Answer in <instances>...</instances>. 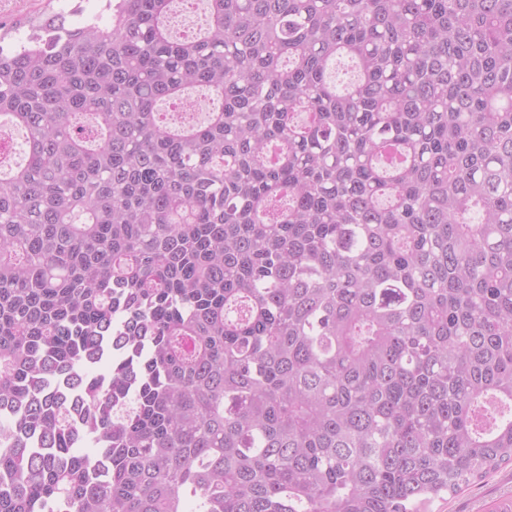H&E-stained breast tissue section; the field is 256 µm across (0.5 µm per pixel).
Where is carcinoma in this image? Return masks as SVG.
I'll use <instances>...</instances> for the list:
<instances>
[{"instance_id":"carcinoma-1","label":"carcinoma","mask_w":512,"mask_h":512,"mask_svg":"<svg viewBox=\"0 0 512 512\" xmlns=\"http://www.w3.org/2000/svg\"><path fill=\"white\" fill-rule=\"evenodd\" d=\"M207 2L0 24V512L457 495L512 462V0ZM209 106V100L203 95L187 96L181 104L172 108L169 112H175L178 117V122H186L193 120L201 112H205ZM15 155L14 151L10 152L9 146L13 142V135L10 131L0 128V168L9 167L14 163L15 156L18 164L24 159V134L19 131L15 134Z\"/></svg>"}]
</instances>
